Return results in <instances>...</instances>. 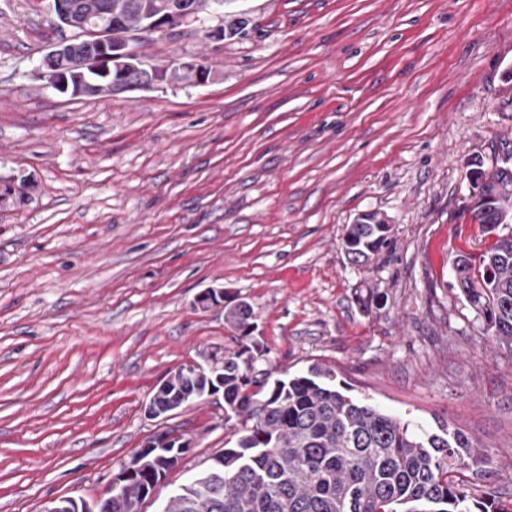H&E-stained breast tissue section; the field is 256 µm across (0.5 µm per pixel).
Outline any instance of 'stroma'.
<instances>
[{
  "mask_svg": "<svg viewBox=\"0 0 512 512\" xmlns=\"http://www.w3.org/2000/svg\"><path fill=\"white\" fill-rule=\"evenodd\" d=\"M249 34L141 43L206 57L204 87L112 97L45 88L52 0H0V512L96 500L154 435L191 441L140 512L229 447L217 394L152 418L178 367L235 350L203 290L250 302L274 377L314 364L354 396L479 441L512 487V357L454 262L488 234L467 204L512 158V0H233ZM364 211L391 244L341 246ZM381 224H349L342 246L350 264L364 268L390 244L391 230Z\"/></svg>",
  "mask_w": 512,
  "mask_h": 512,
  "instance_id": "1",
  "label": "stroma"
}]
</instances>
